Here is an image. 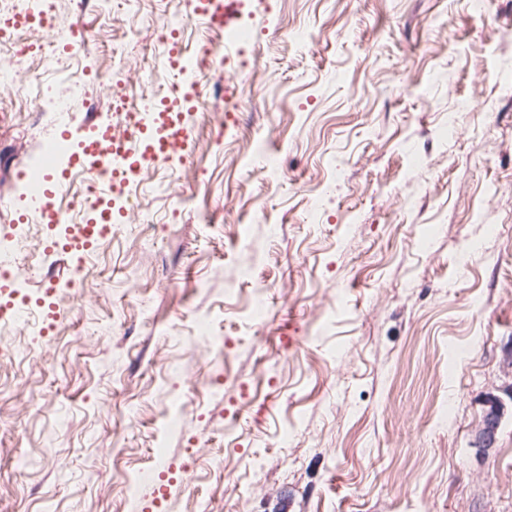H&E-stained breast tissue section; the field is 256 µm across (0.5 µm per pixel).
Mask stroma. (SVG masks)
I'll list each match as a JSON object with an SVG mask.
<instances>
[{"label":"stroma","mask_w":512,"mask_h":512,"mask_svg":"<svg viewBox=\"0 0 512 512\" xmlns=\"http://www.w3.org/2000/svg\"><path fill=\"white\" fill-rule=\"evenodd\" d=\"M57 5L88 38L80 130L172 79L131 39L224 40L187 0ZM240 25L223 127L193 113L78 275L19 220L62 127L0 91V236L37 238L23 292L57 312L0 338V512H512V0H245ZM48 146L45 142H39L34 147L33 151L27 155V161L25 165L30 170V178L26 184V194H29L30 197L35 194L38 190V180H39V165L43 161V158L48 150ZM488 409L483 417V425L476 436L475 444L479 448H490L494 443L499 426L501 403L496 397H489Z\"/></svg>","instance_id":"obj_1"}]
</instances>
